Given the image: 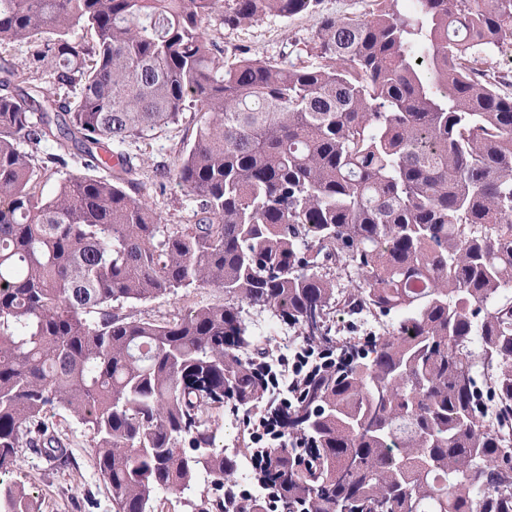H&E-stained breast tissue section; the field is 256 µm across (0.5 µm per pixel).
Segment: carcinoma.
Masks as SVG:
<instances>
[{"instance_id": "carcinoma-1", "label": "carcinoma", "mask_w": 512, "mask_h": 512, "mask_svg": "<svg viewBox=\"0 0 512 512\" xmlns=\"http://www.w3.org/2000/svg\"><path fill=\"white\" fill-rule=\"evenodd\" d=\"M398 2L340 18L320 0H0V55L26 54L0 66V475L22 448L74 464L49 421L61 408L112 512H153L202 472L214 495L187 512H259L216 446L224 410L286 411L244 306L331 345L339 261L393 331L293 400L310 448L298 465L274 452L280 512H512V453L469 438L477 364L512 363V98L479 68L512 41V0ZM215 15H308L317 62L228 59L204 33ZM187 111L176 177L196 220L163 224L121 147ZM71 162L86 173L37 190ZM204 288L224 303L121 313ZM497 399L512 411V367ZM406 464L425 470L416 494ZM0 512H33L23 484L0 480Z\"/></svg>"}]
</instances>
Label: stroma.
<instances>
[{
	"label": "stroma",
	"mask_w": 512,
	"mask_h": 512,
	"mask_svg": "<svg viewBox=\"0 0 512 512\" xmlns=\"http://www.w3.org/2000/svg\"><path fill=\"white\" fill-rule=\"evenodd\" d=\"M206 32L211 37H222L230 54L246 51L285 65L307 64L315 59L316 23L308 16H266L234 30L225 29L214 20L207 23ZM195 131V119L188 113L179 126L150 134L140 144L138 158L145 170L141 193L162 223H187L194 208L193 196L179 185L174 169L180 151L193 140ZM223 300L222 293L205 288L184 297H162L138 304L136 312L163 319ZM51 420L67 438L75 466L60 468L47 457L26 449L18 468L10 474V481L26 486L37 512H112L109 493L97 474L87 430L72 414L61 409L54 411Z\"/></svg>",
	"instance_id": "obj_1"
}]
</instances>
